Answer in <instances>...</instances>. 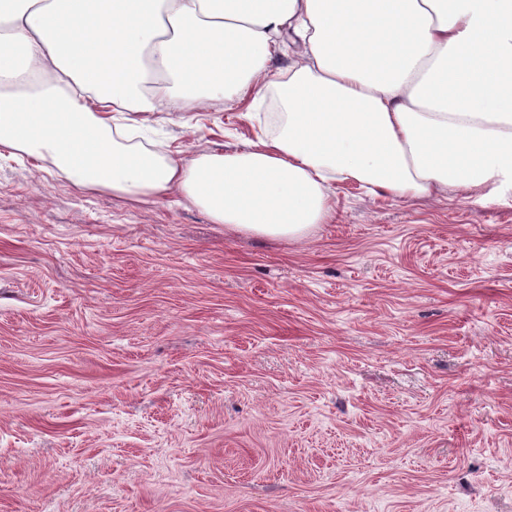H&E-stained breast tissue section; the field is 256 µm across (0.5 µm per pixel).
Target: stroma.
Wrapping results in <instances>:
<instances>
[{
  "label": "stroma",
  "mask_w": 512,
  "mask_h": 512,
  "mask_svg": "<svg viewBox=\"0 0 512 512\" xmlns=\"http://www.w3.org/2000/svg\"><path fill=\"white\" fill-rule=\"evenodd\" d=\"M253 104L113 113L186 159ZM299 241L0 148V512H512V191Z\"/></svg>",
  "instance_id": "obj_1"
}]
</instances>
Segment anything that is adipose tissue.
<instances>
[{"label":"adipose tissue","instance_id":"1","mask_svg":"<svg viewBox=\"0 0 512 512\" xmlns=\"http://www.w3.org/2000/svg\"><path fill=\"white\" fill-rule=\"evenodd\" d=\"M301 49L272 62L285 35ZM275 87V135L185 160L92 112ZM0 147L79 191L179 196L225 229L300 240L331 183L402 200L512 188V0H0Z\"/></svg>","mask_w":512,"mask_h":512}]
</instances>
